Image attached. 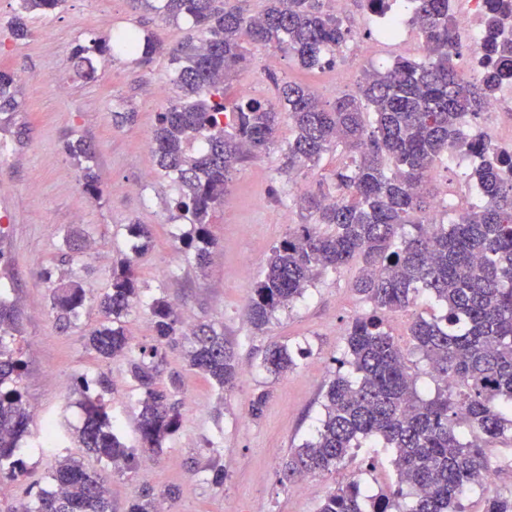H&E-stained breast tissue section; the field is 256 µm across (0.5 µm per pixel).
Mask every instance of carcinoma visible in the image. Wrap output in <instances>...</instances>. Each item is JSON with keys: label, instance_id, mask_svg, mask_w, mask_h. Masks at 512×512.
<instances>
[{"label": "carcinoma", "instance_id": "cac0c4a2", "mask_svg": "<svg viewBox=\"0 0 512 512\" xmlns=\"http://www.w3.org/2000/svg\"><path fill=\"white\" fill-rule=\"evenodd\" d=\"M65 0H17L14 35L29 34L23 15H48ZM163 21L190 19L199 36L172 53L171 82L179 101L158 114L153 141L161 175L177 189L173 208L191 224L182 238L188 258L208 264L215 240L210 216L224 201L238 165L266 152L275 142L283 116L293 124L285 169L315 165L341 148L351 165L336 172L318 194L294 199L303 223L271 249L260 278L251 288L244 317L261 330L276 312L304 296L327 272L361 263L352 287L371 308L347 329L346 347L337 372L321 401L313 437L292 449L282 465V480L332 474L344 467L361 440L375 437L393 450L395 482L388 492L365 498L358 480L330 491L317 512H463L462 496L478 487L483 512H512V491L487 482L490 473L512 467V456L500 461L485 445L512 443V151L489 148L481 136L467 138L466 118L476 116L512 79V40L500 35L499 0H487L483 49L495 57L486 75L466 81L458 74L457 24L448 0H411L420 22L424 59H397L384 70L366 72L353 93L331 105L306 86L283 83L279 101L284 112L254 95L226 103L229 77L247 61L245 42L274 45L312 69L333 62L349 30L324 10L323 0H268L259 16L245 14L236 0H138ZM116 48L149 62L162 52L155 35L121 32L112 41L79 46V58ZM15 108V78L0 71V114ZM466 147L480 163L469 177L481 203L453 224H432L424 215L433 197L426 191L435 163L450 151ZM83 190L101 194L96 173L86 167ZM139 240L134 256L112 269V283L98 300L103 321L89 331L86 346L97 357L127 360L141 389L138 431L141 450L157 452L178 431L183 412L176 394L179 383L159 379L167 350L186 349L189 366L214 387L226 391L239 382L241 367L224 332L212 323L183 329L176 305L164 297L146 306L156 336L137 344L122 324L142 301L134 257L152 244L147 224L128 225ZM70 265L83 253L79 234L66 237ZM425 290L439 303V315L416 318L410 347L403 348L384 324L382 313L406 308L413 294ZM58 328L67 330L87 303L82 283L61 276L51 288ZM20 333L15 304L0 297V480L16 481L27 473L19 451L32 413L18 387L25 366L21 348L5 343ZM425 362L434 393L422 397L409 356ZM305 352L282 344L270 346L263 363L282 376L296 369ZM78 430L81 453L106 462L100 471L68 456L57 461L53 488L41 491L19 512H112L109 478L136 471L138 454L123 441L105 393L108 379L81 376ZM269 392L255 393L249 415L257 419ZM177 491H145L129 512H164L162 502Z\"/></svg>", "mask_w": 512, "mask_h": 512}]
</instances>
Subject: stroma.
Returning <instances> with one entry per match:
<instances>
[{
  "mask_svg": "<svg viewBox=\"0 0 512 512\" xmlns=\"http://www.w3.org/2000/svg\"><path fill=\"white\" fill-rule=\"evenodd\" d=\"M16 10V0H0V70L14 75L18 103L8 118L0 119V251L9 261L8 268H0V292L21 312L17 342L25 369L20 387L38 413L21 443L27 473L0 487V512L50 488L56 458L74 453L84 418L75 389L79 376L107 375V400L120 432L127 445L139 444V390L126 361L105 362L86 348L84 333L99 320L94 308H84L76 325L60 332L44 280L48 271L72 273L84 280L90 294L107 292L113 264L130 252L127 227L133 223L150 225L153 232L150 248L136 260L143 300L164 296L193 321L215 323L234 346L243 374L233 391L223 393L189 367L184 348L168 350L162 374L180 379L182 426L159 453H140L136 474L112 477V512H127L147 485L178 488L173 512H316L329 491L354 477L362 478L371 495L391 485L396 476L390 451L369 446L339 472L311 479L306 490L282 480L281 463L290 448L315 429L321 394L344 354L346 331L365 312L352 290L358 264L318 278L304 298L278 311L264 331L252 330L242 316L272 247L301 221L289 195L318 193L347 155L329 152L317 166L283 175L282 149L291 126L281 123L275 146L240 166L223 205L214 210L210 231L216 247L210 263L197 267L182 249L180 237L189 226L170 207L174 189L158 171L152 143L157 112L177 96L168 77L167 52L189 34L191 21L164 23L132 0H65L52 15L28 19L31 34L18 40L10 26ZM371 21L363 0H349L342 19L349 41L329 67L307 70L276 49L250 47L247 63L226 86L227 97H238L251 84L274 103L277 84L293 81L331 102L353 92L366 69L389 65L400 56L422 57L415 28L402 43L383 47L376 56H357L352 44L368 36ZM121 29L158 33L164 53L148 63L119 53L97 54L93 76H85L73 48ZM151 84L162 86L164 95L149 96ZM117 112L130 113V120L115 125ZM79 138L94 146L86 165L99 178L102 195L96 201L82 188L86 165L69 152L70 143ZM476 163L471 156L462 166L432 171L438 198L453 200L452 209L437 214V222H456L479 205L480 196L467 179ZM75 229L89 248L73 264L61 265L65 238ZM274 343L308 346L312 352L294 372L277 377L262 365ZM262 389L272 396L262 417L254 420L248 404ZM50 420L57 424L56 443L37 451ZM210 440L218 442V449L207 448ZM215 458L224 466L220 485L213 483L209 469Z\"/></svg>",
  "mask_w": 512,
  "mask_h": 512,
  "instance_id": "1",
  "label": "stroma"
}]
</instances>
